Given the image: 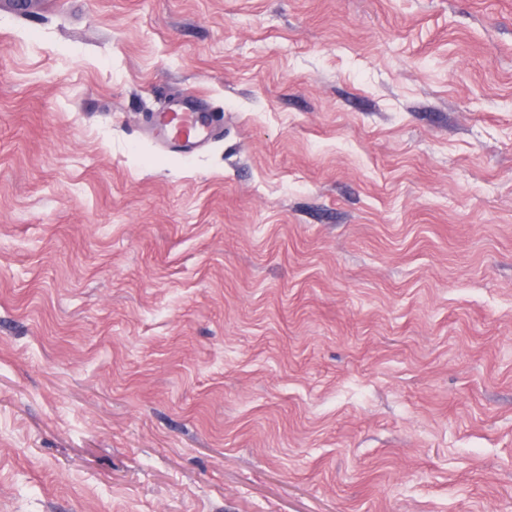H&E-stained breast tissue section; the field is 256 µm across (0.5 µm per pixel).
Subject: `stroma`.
Returning a JSON list of instances; mask_svg holds the SVG:
<instances>
[{"label": "stroma", "instance_id": "35a3bbf8", "mask_svg": "<svg viewBox=\"0 0 512 512\" xmlns=\"http://www.w3.org/2000/svg\"><path fill=\"white\" fill-rule=\"evenodd\" d=\"M0 512H512V0L0 9ZM207 100L198 91H186L152 113L150 122L171 151L190 153L214 134V113Z\"/></svg>", "mask_w": 512, "mask_h": 512}]
</instances>
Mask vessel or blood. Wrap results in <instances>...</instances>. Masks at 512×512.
Returning <instances> with one entry per match:
<instances>
[{
	"label": "vessel or blood",
	"mask_w": 512,
	"mask_h": 512,
	"mask_svg": "<svg viewBox=\"0 0 512 512\" xmlns=\"http://www.w3.org/2000/svg\"><path fill=\"white\" fill-rule=\"evenodd\" d=\"M150 122L171 151L180 154L192 152L215 131L210 104L206 96L197 91L172 98L160 111L152 113Z\"/></svg>",
	"instance_id": "1"
}]
</instances>
